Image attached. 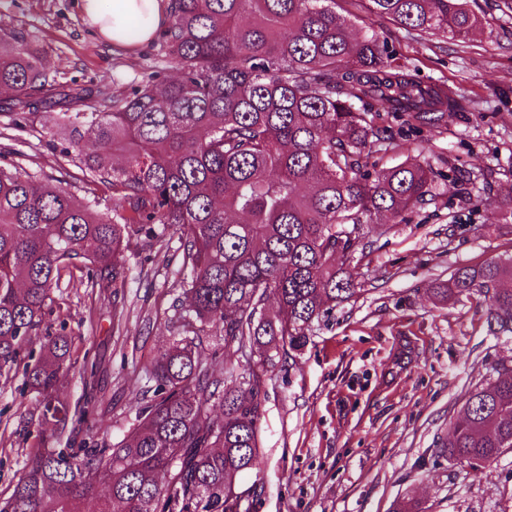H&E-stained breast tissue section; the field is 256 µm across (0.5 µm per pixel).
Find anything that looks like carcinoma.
Instances as JSON below:
<instances>
[{
    "label": "carcinoma",
    "instance_id": "obj_1",
    "mask_svg": "<svg viewBox=\"0 0 512 512\" xmlns=\"http://www.w3.org/2000/svg\"><path fill=\"white\" fill-rule=\"evenodd\" d=\"M380 22L424 39H463L481 22L467 0H368ZM160 53L175 80L149 74L114 94L106 84L61 85L24 38L0 44V110L49 114L63 153L112 181V210L86 205L26 171L0 165V372L24 364V385L59 432L84 407L57 400L71 338L44 335L51 291L72 269L125 266V240L181 235L184 294L196 320L224 338V378L187 336L148 369L158 391L125 443L73 448L39 433L40 446L0 512H240L239 476L259 464L264 381L233 359L255 348L273 367L300 351L313 322L356 293L336 261L366 224L426 202L435 171L415 158L368 169L372 145L400 121L399 143L469 100L430 84L371 32L354 38L336 0H169ZM109 146L110 152L97 149ZM512 222V195L489 202ZM512 257L457 268L433 297L485 293L490 320L512 333ZM278 308L269 313L270 297ZM469 392L466 416L438 456L482 464L512 448V366ZM222 416L211 417L212 401ZM108 493L101 494L102 485Z\"/></svg>",
    "mask_w": 512,
    "mask_h": 512
}]
</instances>
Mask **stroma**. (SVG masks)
Wrapping results in <instances>:
<instances>
[{"label":"stroma","mask_w":512,"mask_h":512,"mask_svg":"<svg viewBox=\"0 0 512 512\" xmlns=\"http://www.w3.org/2000/svg\"><path fill=\"white\" fill-rule=\"evenodd\" d=\"M499 0H470L482 24L463 39L417 40L379 27L424 81H444L471 100L468 111L424 128L407 150L378 142L370 160L406 157L438 175L425 204L404 219L382 218L345 266L356 294L315 321L307 346L263 369L260 352L240 371L265 383L259 466L237 489L250 512H390L404 496L424 512H512V448L471 468L436 450L463 418L469 391L512 364V335L493 333L482 294L436 302L432 290L462 265L512 256V223H497L488 201L512 194V12ZM80 0H0V40L36 41L60 81L104 82L123 91L151 71L156 49L140 39L113 49L81 13ZM0 161L54 180L81 203H112V185L89 177L36 112L20 124L0 113ZM117 289L86 281L53 289L44 323L65 328L72 360L60 399L87 406L75 441L112 446L128 439L152 399L144 368L182 334L200 337L202 358L224 374L215 330L183 325V257L178 233L164 242L130 237ZM43 419L23 390L21 368L0 375V501L22 475Z\"/></svg>","instance_id":"35a3bbf8"}]
</instances>
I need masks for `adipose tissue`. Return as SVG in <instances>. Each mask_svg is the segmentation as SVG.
Wrapping results in <instances>:
<instances>
[{"instance_id":"1","label":"adipose tissue","mask_w":512,"mask_h":512,"mask_svg":"<svg viewBox=\"0 0 512 512\" xmlns=\"http://www.w3.org/2000/svg\"><path fill=\"white\" fill-rule=\"evenodd\" d=\"M81 8L103 39L114 45L124 44L123 30L130 17L146 15L152 30L165 17L162 0H82Z\"/></svg>"}]
</instances>
